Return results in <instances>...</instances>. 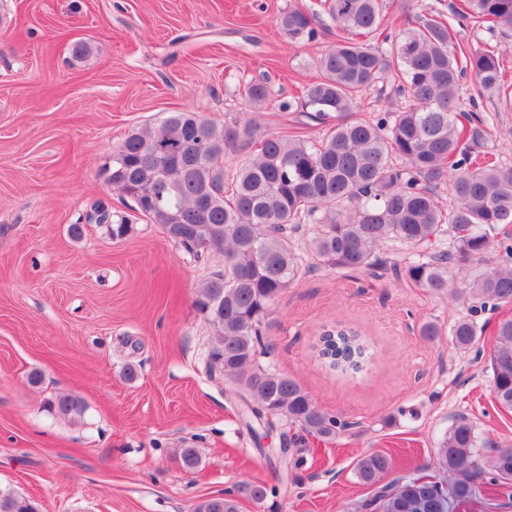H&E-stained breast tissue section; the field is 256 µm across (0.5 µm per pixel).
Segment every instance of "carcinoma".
Returning <instances> with one entry per match:
<instances>
[{"label":"carcinoma","mask_w":512,"mask_h":512,"mask_svg":"<svg viewBox=\"0 0 512 512\" xmlns=\"http://www.w3.org/2000/svg\"><path fill=\"white\" fill-rule=\"evenodd\" d=\"M336 26V41L318 59L322 77L308 85L302 113L324 126L318 139L268 133L252 118L232 117L218 129L194 112H172L158 126L131 132L98 170L102 181L133 199L136 211L190 254L224 252V270L201 288L196 307L216 328L207 362L224 382L246 395L256 423L270 429L297 424L309 436L331 439L349 423L319 410L292 378L280 373L264 341L271 306L301 272L293 240L307 224L320 229L310 252L324 264L374 277L391 268L436 298H469L468 314L444 332L427 321L422 335L451 336L459 351L472 349L486 308L512 303V242L499 226L512 224V163L486 150L484 121L460 120L461 79L471 73L478 93L512 108V84L503 53L494 46L457 51L453 26L414 0H322ZM406 27L388 32L390 10ZM451 16L512 28V0H459ZM316 14L290 7L276 19L291 42L316 41ZM380 86L391 99H409L357 118L364 92ZM244 96L257 108L273 104L271 89L249 81ZM237 157L224 170L227 155ZM448 188V202L439 190ZM98 224L126 236V220L111 224L103 205ZM329 367L357 373L366 345L352 329L319 337ZM491 394L512 411V318L496 324L489 355ZM62 417H80L82 399L59 395L49 403ZM484 443L465 417L455 419L437 448L439 479L409 477L378 488V512H455L483 484L512 483V444L483 462ZM390 470L379 452L361 458L358 482L375 486ZM275 490L241 483L201 502L197 512H238L241 498L260 502ZM0 512H34L31 503L0 497Z\"/></svg>","instance_id":"obj_1"}]
</instances>
